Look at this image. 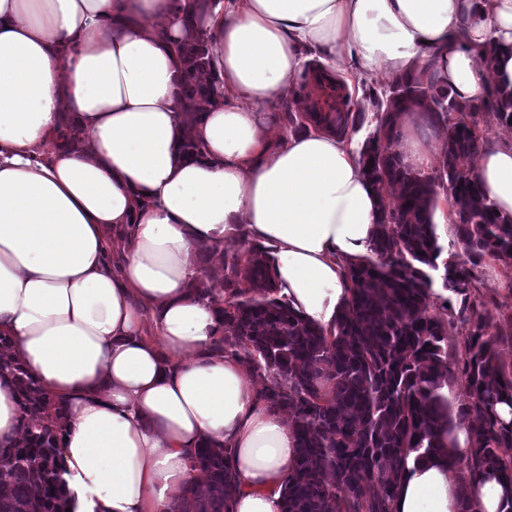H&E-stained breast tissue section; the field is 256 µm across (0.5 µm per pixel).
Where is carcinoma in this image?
<instances>
[{
	"mask_svg": "<svg viewBox=\"0 0 512 512\" xmlns=\"http://www.w3.org/2000/svg\"><path fill=\"white\" fill-rule=\"evenodd\" d=\"M191 71L206 68L204 36L179 43ZM211 92L192 84L182 98L199 110ZM302 110L281 104L295 134L319 129L345 140L364 123L346 83L336 78L300 82ZM374 130L359 148L363 171L381 193V210L368 253L343 264L348 298L332 329L305 321L279 295L268 247L248 239L243 249L210 263L200 253L196 298L217 306L221 331L215 349L239 358L263 379L259 401L284 412L296 435L295 471L284 480L280 512H391L409 457L427 460L439 435L466 429L463 458L448 456L466 479L497 475L512 489V367L500 359V337L490 333L491 314L475 296L486 259H512V216L498 212L467 167L492 125L512 123V86L487 99L461 103L429 80L393 81L364 89ZM420 107L442 136L437 165L428 174L395 151L400 112ZM453 212L463 255L445 250L433 214L440 198ZM223 283L217 296L208 282ZM463 346L448 345L453 333ZM0 372L16 377L25 439L0 452V512H65L60 494L55 434L61 406L11 354L0 336ZM466 379L469 399L453 404L441 390ZM232 449L205 444L193 456L206 490L186 484L170 512H233L238 485Z\"/></svg>",
	"mask_w": 512,
	"mask_h": 512,
	"instance_id": "carcinoma-1",
	"label": "carcinoma"
}]
</instances>
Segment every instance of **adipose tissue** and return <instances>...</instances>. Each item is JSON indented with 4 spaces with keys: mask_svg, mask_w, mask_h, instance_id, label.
Masks as SVG:
<instances>
[{
    "mask_svg": "<svg viewBox=\"0 0 512 512\" xmlns=\"http://www.w3.org/2000/svg\"><path fill=\"white\" fill-rule=\"evenodd\" d=\"M185 0H0V335L65 408L58 472L72 512H169L196 448H233L234 512H279L297 442L256 400L238 359L212 352L213 305L189 285L201 249L247 230L306 321L331 328L348 292L341 262L366 254L378 198L355 146L326 132L280 141L268 104L308 61L331 76H421L460 102L512 82V0H213L210 65L190 76ZM217 85L204 110L188 82ZM77 142L57 139L62 121ZM189 140L201 156H183ZM473 173L512 215V140L483 145ZM127 234L121 274L108 232ZM158 331L142 333L143 306ZM23 436L0 376V446ZM393 512H512L487 473L408 462Z\"/></svg>",
    "mask_w": 512,
    "mask_h": 512,
    "instance_id": "obj_1",
    "label": "adipose tissue"
}]
</instances>
